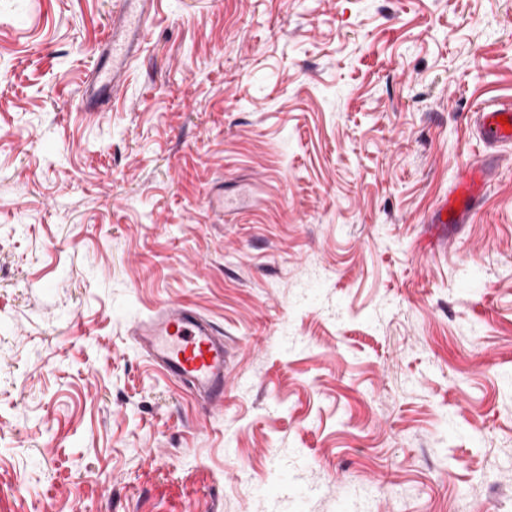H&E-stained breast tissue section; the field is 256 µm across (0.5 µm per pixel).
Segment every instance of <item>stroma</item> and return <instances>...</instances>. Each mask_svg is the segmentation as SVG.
Listing matches in <instances>:
<instances>
[{
  "mask_svg": "<svg viewBox=\"0 0 512 512\" xmlns=\"http://www.w3.org/2000/svg\"><path fill=\"white\" fill-rule=\"evenodd\" d=\"M117 0H0V512H512V0H157L108 109ZM254 183L250 208L207 194ZM235 351L202 407L132 325ZM153 0H119L98 42L99 62L84 82L80 112H102L125 84L151 23ZM474 114V133L486 148L500 150L512 145V101L499 103L490 109L480 108ZM498 117H508L509 126L501 125ZM487 159H473L460 171L454 188L434 212V224H466L482 206L485 187L495 176Z\"/></svg>",
  "mask_w": 512,
  "mask_h": 512,
  "instance_id": "obj_1",
  "label": "stroma"
}]
</instances>
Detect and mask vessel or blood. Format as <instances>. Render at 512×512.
<instances>
[{"label": "vessel or blood", "mask_w": 512, "mask_h": 512, "mask_svg": "<svg viewBox=\"0 0 512 512\" xmlns=\"http://www.w3.org/2000/svg\"><path fill=\"white\" fill-rule=\"evenodd\" d=\"M152 6V0H119V8L98 42L99 62L83 84L82 111H103L125 84L145 41ZM504 117L509 120L505 126L500 123ZM474 133L492 150L512 145V101L479 109ZM494 176L485 160H471L434 212L432 223H468L482 206L485 188ZM131 334L148 362L166 377L188 388L205 406L223 405L231 352L222 330L211 319L189 306L167 304L137 321Z\"/></svg>", "instance_id": "obj_1"}]
</instances>
